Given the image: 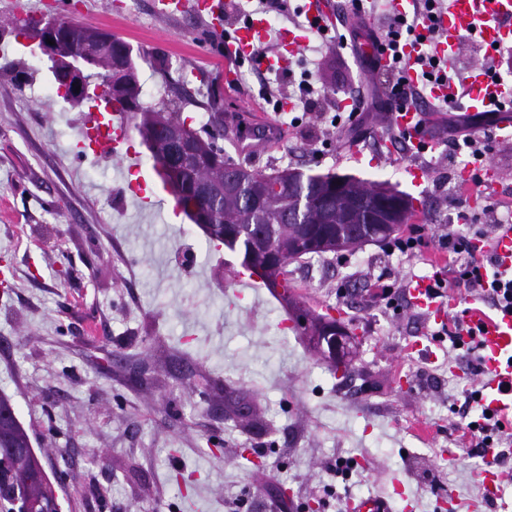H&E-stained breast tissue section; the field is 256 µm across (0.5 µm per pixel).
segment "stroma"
Instances as JSON below:
<instances>
[{
	"mask_svg": "<svg viewBox=\"0 0 512 512\" xmlns=\"http://www.w3.org/2000/svg\"><path fill=\"white\" fill-rule=\"evenodd\" d=\"M154 5L0 0V395L35 451L64 449L62 512H288L294 502L337 512L367 495L399 512H472L477 501L481 512H512V487L484 501L480 458L457 451L466 423L459 352L445 340L433 342L435 360L409 352L429 334L426 318L371 298L376 280L430 274L424 259L436 239L415 258L378 242L327 253L314 274L289 262L300 302L344 310L354 372L342 378L301 329L283 327L292 311L278 295L257 306L234 297L240 252L209 242L186 216L134 212L129 184L155 174L140 138L136 175L118 159L76 155L88 107L33 98L52 82L50 64L10 29L60 18L112 33L132 49L143 102H172L203 134L223 128L225 159L265 174L291 167L385 184L427 201L422 222L436 230L470 206L457 182L465 151L444 136L413 157L381 147V80L352 48L335 42L319 59L303 50L289 72H266L226 59L245 13L209 30L189 15L158 17ZM309 68L331 98L364 87L360 123L331 130L302 121L298 107L273 112L266 88L294 97ZM264 122L283 134L259 145L248 133ZM491 158L499 179L485 201L504 215L512 143H495ZM413 164L429 173L422 186L408 174ZM340 457L357 463L349 479L333 470Z\"/></svg>",
	"mask_w": 512,
	"mask_h": 512,
	"instance_id": "35a3bbf8",
	"label": "stroma"
}]
</instances>
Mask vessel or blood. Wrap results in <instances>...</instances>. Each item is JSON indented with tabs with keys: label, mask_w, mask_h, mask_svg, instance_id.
<instances>
[{
	"label": "vessel or blood",
	"mask_w": 512,
	"mask_h": 512,
	"mask_svg": "<svg viewBox=\"0 0 512 512\" xmlns=\"http://www.w3.org/2000/svg\"><path fill=\"white\" fill-rule=\"evenodd\" d=\"M156 12L163 18L193 15L205 26H214L224 16V0H158ZM438 40L432 45L433 53L442 59L453 60L459 49L462 33L476 31L486 47L512 49V0H451L448 11L439 15ZM267 40V25L261 19H249L235 28L230 38V51L239 57L258 62L263 69H288L292 59L301 51L307 38L300 30L282 33L277 46L263 51ZM427 101L466 102L467 109L459 113V120H467L470 113L480 112L500 105L497 134L500 141H512V91L493 83L485 68L476 66L469 70L463 85L448 82L435 84L425 91ZM421 114L418 107H397L389 114L388 129L401 134L414 147L429 144V136L420 131ZM79 145L93 152L119 155L129 172L140 169L139 154L131 144L128 115L116 112L113 115L98 113L93 124L84 126L79 132ZM132 207L138 212H154L166 205L164 198L146 192L144 186L134 187L130 196ZM494 252L499 271L512 272V227H503L495 240ZM410 304L428 320L441 323L444 306L430 288L428 279L413 278L407 290ZM482 364L491 374L492 380L485 389L483 400L490 407L512 412V315L498 316L490 321L482 338ZM480 483L486 499L498 498L500 494V472L495 462L494 449L486 451V465L479 473ZM348 512H393L390 503L379 496H361L349 500Z\"/></svg>",
	"instance_id": "vessel-or-blood-1"
}]
</instances>
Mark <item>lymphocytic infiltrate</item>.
Listing matches in <instances>:
<instances>
[{
	"instance_id": "1",
	"label": "lymphocytic infiltrate",
	"mask_w": 512,
	"mask_h": 512,
	"mask_svg": "<svg viewBox=\"0 0 512 512\" xmlns=\"http://www.w3.org/2000/svg\"><path fill=\"white\" fill-rule=\"evenodd\" d=\"M392 0H346L349 16L363 18L365 13H384L388 25L376 34L377 42L383 43L393 63L391 70H382L380 60L374 56L363 59L368 72L387 73L392 83L379 96L377 105L392 110L395 100L420 107L422 114L445 112L455 114L454 105L445 102L426 104L422 92L426 85L445 79L463 82L466 68L450 67L432 56L427 42L434 39V24L437 11L444 9L445 0H415L412 13H395ZM420 44L415 58H406L402 47L406 42ZM415 72V81H408L407 72ZM498 114L489 110L471 116L467 124L449 122L448 144L465 146L469 151V166L474 185H481V172L490 160L497 139ZM498 224H476L467 232L448 230L441 235L443 262H431V280L436 297H444L451 288L464 289L468 295L479 297L482 303L491 306V313H475L472 308H449L448 316L441 327L435 330L436 339H449L456 349L465 351L468 357L469 386L464 391L466 411L475 412V419L466 425L465 437L478 451L493 448L498 462L512 457V418L483 401L482 379L485 371L481 365V339L487 330L490 314L512 315V274H503L495 269L493 241L498 233Z\"/></svg>"
}]
</instances>
